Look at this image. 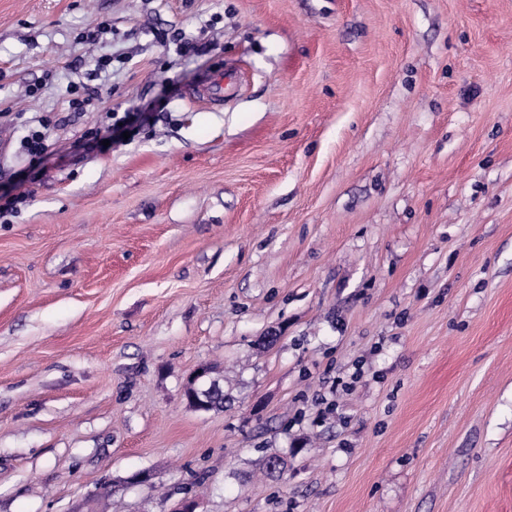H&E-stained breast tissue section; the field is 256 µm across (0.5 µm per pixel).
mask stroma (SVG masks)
Returning a JSON list of instances; mask_svg holds the SVG:
<instances>
[{"mask_svg":"<svg viewBox=\"0 0 512 512\" xmlns=\"http://www.w3.org/2000/svg\"><path fill=\"white\" fill-rule=\"evenodd\" d=\"M20 193L0 512H512V0H0ZM216 384V378L213 371L208 366L199 367L191 376L186 391H189L191 397L187 400L190 405L198 411L208 412V393ZM185 391V392H186Z\"/></svg>","mask_w":512,"mask_h":512,"instance_id":"1","label":"stroma"}]
</instances>
